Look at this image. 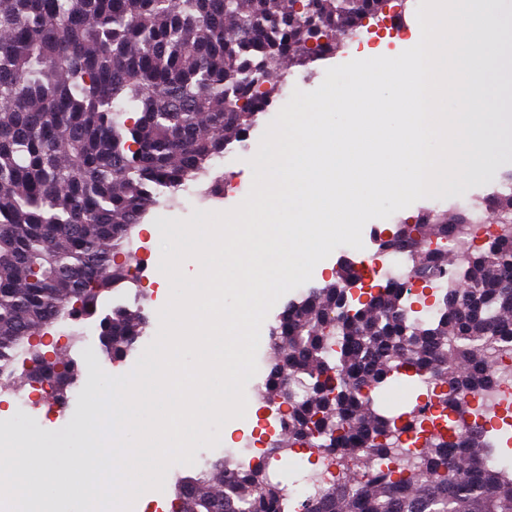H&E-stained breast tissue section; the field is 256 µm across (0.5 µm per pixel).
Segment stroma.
Returning a JSON list of instances; mask_svg holds the SVG:
<instances>
[{"label":"stroma","mask_w":512,"mask_h":512,"mask_svg":"<svg viewBox=\"0 0 512 512\" xmlns=\"http://www.w3.org/2000/svg\"><path fill=\"white\" fill-rule=\"evenodd\" d=\"M414 37L398 36L395 33L383 32L380 40L370 42L360 49H337L332 56L316 60L304 65H296L289 69L286 84L282 90L283 99H290L294 89L311 91L320 86L324 80L327 68L346 63L353 59H367L378 56H390L413 47ZM269 124L268 118H260L257 125L250 131L244 145L234 146L233 150L224 153L210 163L211 178L224 180L238 185L236 194L222 196L211 200L208 210L224 212L238 206L248 195L252 187L249 169L245 165L248 155L257 152L260 139ZM427 207L442 213L448 211L446 201L424 198L419 204L394 213L386 219H373L363 228V249L336 250L323 261L319 262L309 284L301 286L282 296L269 312L261 328L260 345L257 360L272 367L275 352L272 347L270 331L276 326L285 308L308 293L309 289L324 287L335 279L336 269L342 264H354L363 257L375 254L378 250L376 230L394 227L395 224L410 220L420 207ZM139 261L145 262L148 268L142 276L141 284H123L121 287L105 293L99 303L96 319L111 315L114 308L127 307L140 310L145 322V332L125 353L121 359H113L107 353L99 340L98 332H91L87 343L71 345L68 337L80 331V324L66 320L53 326L51 335L57 336V345L44 346L46 355L59 356L76 366L74 379H71L66 393L69 405L66 411H59L54 400L43 399L31 401L27 398L28 384H25V369H17L16 379L20 386L18 390H0V437L9 436L16 428L24 427L47 437L65 435L70 447L81 449L83 460H90L92 451L85 445V440L79 430L80 425L89 424L90 415L97 411L98 406L90 400L91 393L98 387L99 381L94 372L95 366L109 374L121 375L129 372L135 365L144 348L154 339L159 326L158 312L167 303L170 286L165 280L158 265L161 260L160 234L152 232L149 236L148 250L139 254Z\"/></svg>","instance_id":"35a3bbf8"}]
</instances>
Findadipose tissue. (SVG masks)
Wrapping results in <instances>:
<instances>
[{
    "label": "adipose tissue",
    "mask_w": 512,
    "mask_h": 512,
    "mask_svg": "<svg viewBox=\"0 0 512 512\" xmlns=\"http://www.w3.org/2000/svg\"><path fill=\"white\" fill-rule=\"evenodd\" d=\"M64 445L63 439H46L27 429L0 442V512H54L62 492L49 465Z\"/></svg>",
    "instance_id": "adipose-tissue-1"
}]
</instances>
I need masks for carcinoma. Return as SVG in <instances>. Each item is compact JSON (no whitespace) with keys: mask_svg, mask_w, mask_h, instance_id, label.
<instances>
[{"mask_svg":"<svg viewBox=\"0 0 512 512\" xmlns=\"http://www.w3.org/2000/svg\"><path fill=\"white\" fill-rule=\"evenodd\" d=\"M384 0H0V373L23 344L64 315L95 311L103 293L132 278L117 263L135 221L177 196L228 145L247 139L284 68L336 52ZM512 223V192L494 199ZM457 215L398 224L385 245L407 253L417 276L447 263L432 248ZM348 267L281 315L278 357L260 397L289 399L288 447L337 448L346 435L384 462L373 473L349 452L336 482L299 512H512V482L485 463L481 431L463 430L466 395L489 385L494 356L512 351V236H489L463 280L428 320L411 315V283L351 296ZM140 312L119 308L100 340L123 357L142 335ZM27 382L64 394L69 363L29 349ZM431 374L449 387L448 423L415 412L387 417L360 398L394 375ZM304 380L290 399L286 383ZM414 433L411 455L399 432ZM457 437L455 455L448 454ZM218 460L178 493L175 512H285L288 490L266 461Z\"/></svg>","mask_w":512,"mask_h":512,"instance_id":"1","label":"carcinoma"}]
</instances>
